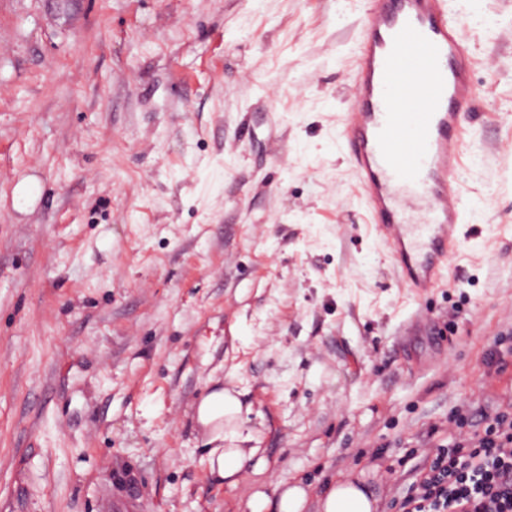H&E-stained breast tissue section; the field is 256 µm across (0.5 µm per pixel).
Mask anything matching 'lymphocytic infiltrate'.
Wrapping results in <instances>:
<instances>
[{
	"label": "lymphocytic infiltrate",
	"instance_id": "lymphocytic-infiltrate-1",
	"mask_svg": "<svg viewBox=\"0 0 512 512\" xmlns=\"http://www.w3.org/2000/svg\"><path fill=\"white\" fill-rule=\"evenodd\" d=\"M412 478L406 512H512V414L470 444L438 448Z\"/></svg>",
	"mask_w": 512,
	"mask_h": 512
}]
</instances>
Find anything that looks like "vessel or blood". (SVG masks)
<instances>
[{
	"mask_svg": "<svg viewBox=\"0 0 512 512\" xmlns=\"http://www.w3.org/2000/svg\"><path fill=\"white\" fill-rule=\"evenodd\" d=\"M473 69L454 0H367L341 137L397 281L417 296L441 287L464 239Z\"/></svg>",
	"mask_w": 512,
	"mask_h": 512,
	"instance_id": "b4317fda",
	"label": "vessel or blood"
}]
</instances>
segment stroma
<instances>
[{"label": "stroma", "instance_id": "stroma-1", "mask_svg": "<svg viewBox=\"0 0 512 512\" xmlns=\"http://www.w3.org/2000/svg\"><path fill=\"white\" fill-rule=\"evenodd\" d=\"M366 0H0V512H244L409 470L512 412V0L476 59L467 237L401 288L341 134ZM36 176L27 203L15 186ZM233 390L268 461L230 488L193 419ZM308 493L300 485L285 487L278 494V512H303Z\"/></svg>", "mask_w": 512, "mask_h": 512}]
</instances>
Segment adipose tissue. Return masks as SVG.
I'll use <instances>...</instances> for the list:
<instances>
[{
	"label": "adipose tissue",
	"mask_w": 512,
	"mask_h": 512,
	"mask_svg": "<svg viewBox=\"0 0 512 512\" xmlns=\"http://www.w3.org/2000/svg\"><path fill=\"white\" fill-rule=\"evenodd\" d=\"M247 413L230 390L219 389L201 399L196 421L206 430L210 446L205 463L212 475L234 486L243 473L266 470L267 461L254 444L247 429ZM321 512H374L375 502L369 490L352 480L326 485L321 494Z\"/></svg>",
	"instance_id": "adipose-tissue-1"
}]
</instances>
